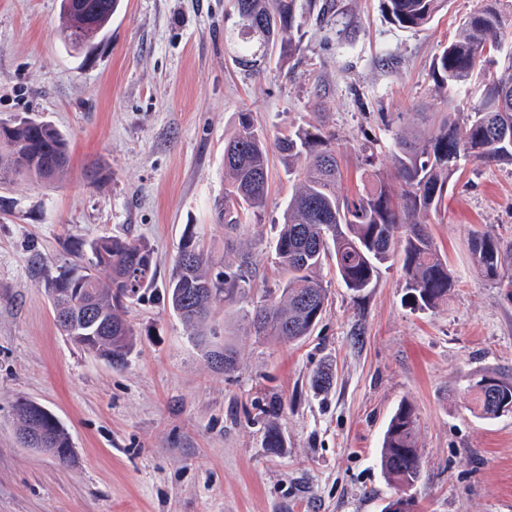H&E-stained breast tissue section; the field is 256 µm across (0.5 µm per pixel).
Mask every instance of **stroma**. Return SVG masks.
<instances>
[{
	"instance_id": "1",
	"label": "stroma",
	"mask_w": 512,
	"mask_h": 512,
	"mask_svg": "<svg viewBox=\"0 0 512 512\" xmlns=\"http://www.w3.org/2000/svg\"><path fill=\"white\" fill-rule=\"evenodd\" d=\"M479 5L449 0L427 28L403 29L383 0H296L299 53L255 74L239 63L235 0H124L107 41L76 53L60 0H0V121H52L70 156L54 179L0 182V512H382L395 491L379 448L404 400L419 424L422 474L408 491L419 512H512V414L479 418L467 392L479 374L512 380V269L483 280L467 250L477 229L512 246V164H466L427 217L456 281L438 310L404 301L401 261L358 297L327 264L326 311L301 341L215 317L241 359L227 372L162 288L190 231L226 268L249 254L254 290L276 288L272 244L293 188L277 138L334 134L351 192L365 157L392 173L398 125L477 101V83L437 93L430 66ZM243 112L270 147L269 188L261 222L229 238L215 207ZM97 164L109 173L99 186L87 178ZM100 235L147 240L157 265V285L126 304L138 346L119 369L58 332L43 288L44 271L72 260L66 240ZM327 361L334 384L313 394ZM20 398L67 427L68 461L21 446ZM272 422L286 439L275 452Z\"/></svg>"
}]
</instances>
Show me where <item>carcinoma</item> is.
I'll use <instances>...</instances> for the list:
<instances>
[{
	"mask_svg": "<svg viewBox=\"0 0 512 512\" xmlns=\"http://www.w3.org/2000/svg\"><path fill=\"white\" fill-rule=\"evenodd\" d=\"M98 7L91 24L79 33V22L69 0H61L65 21V46L79 50L96 37H105L121 0H94ZM247 4L239 14L245 55L242 66L253 70L271 47L279 57L298 49L291 35L295 0H236ZM447 5V0H385L390 20L400 28L421 29ZM512 34V11L503 0H481L431 64V76L439 89L469 88L474 76H486L480 100L468 111L448 102L446 112L419 113L421 125L399 129L393 138L394 182L379 173L367 175L368 183L353 196L342 193L343 174L333 136L298 129L279 138L278 149L296 180L288 200L282 228L273 245L281 271L278 288L266 291L245 310L247 333L293 342L310 335L322 320L327 288L318 276L330 261L346 288L361 293L373 286L380 267L403 255L405 285L410 303L433 310L448 301L453 274L448 259L438 252L425 225L430 212L448 199V187L462 169L461 161L474 158L484 163L512 164V105L493 108L501 89L512 92V71L500 75L495 52L504 36ZM0 180L28 178L48 180L62 171L69 159L68 138L46 120L0 125ZM268 192L267 144L254 129L250 116H239L236 133L224 143V203L217 207L218 222L232 233L242 220H260ZM471 263L488 281L498 280L512 266V249L502 248L490 230L475 231L468 239ZM69 252L76 261L45 274L43 288L54 310L76 316L87 307L111 324L106 333L77 320V329H61L78 348L113 367H123L136 345L133 326L122 316L125 301L138 296L156 281L154 250L140 238L98 236L88 242L74 240ZM218 261L205 252L194 234L184 239L168 281L164 284L171 309L191 329L195 345L210 362L226 371L239 367L237 349L216 341L206 329L217 307H229L251 291L249 257H241L236 269L216 270ZM480 376L468 386L483 419L500 417L497 405L487 397ZM333 382L331 365L319 367L310 378L311 388L326 391ZM19 434L45 433L49 443L26 447L50 451L61 461L70 459L72 448L67 428L47 414V408L29 399L15 405ZM379 462L389 485L413 486L421 478L417 416L404 401L389 418L379 451Z\"/></svg>",
	"mask_w": 512,
	"mask_h": 512,
	"instance_id": "cac0c4a2",
	"label": "carcinoma"
}]
</instances>
